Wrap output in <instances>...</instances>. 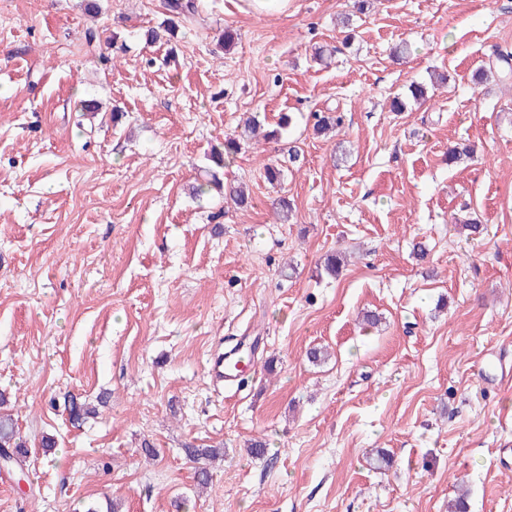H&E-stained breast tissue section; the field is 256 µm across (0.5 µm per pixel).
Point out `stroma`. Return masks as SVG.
I'll use <instances>...</instances> for the list:
<instances>
[{"label":"stroma","instance_id":"obj_1","mask_svg":"<svg viewBox=\"0 0 512 512\" xmlns=\"http://www.w3.org/2000/svg\"><path fill=\"white\" fill-rule=\"evenodd\" d=\"M354 2L195 0L152 44L164 0H0V391L34 490L0 468V512H512V7ZM255 112L280 136L219 170L238 207L207 154ZM231 340L254 367L222 388ZM190 448L222 452L207 488Z\"/></svg>","mask_w":512,"mask_h":512}]
</instances>
